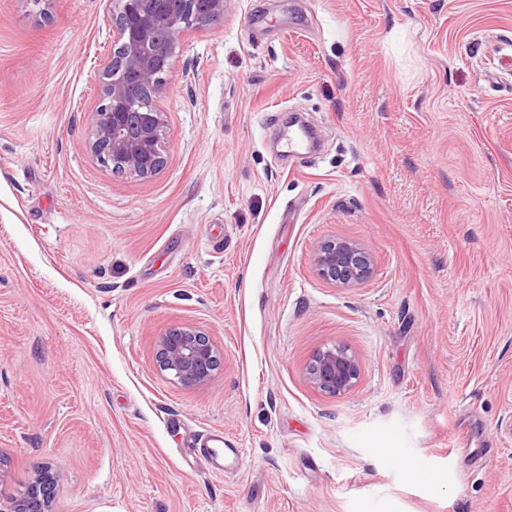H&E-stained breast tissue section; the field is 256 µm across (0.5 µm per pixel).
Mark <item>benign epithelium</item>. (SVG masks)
<instances>
[{
  "mask_svg": "<svg viewBox=\"0 0 512 512\" xmlns=\"http://www.w3.org/2000/svg\"><path fill=\"white\" fill-rule=\"evenodd\" d=\"M112 41L100 59V104L90 115L87 149L114 174L150 178L167 163L166 113L154 98L175 66L178 41L188 31L221 22L230 0H103ZM319 276L341 287L361 284L372 273L373 257L354 240L329 238L313 253ZM160 371L184 386L208 382L220 364L209 334L184 323L158 335ZM357 358L342 345L316 352L307 368L315 387L334 395L350 392L360 378ZM47 462L33 467L26 491L0 498V512H49L59 485Z\"/></svg>",
  "mask_w": 512,
  "mask_h": 512,
  "instance_id": "1",
  "label": "benign epithelium"
}]
</instances>
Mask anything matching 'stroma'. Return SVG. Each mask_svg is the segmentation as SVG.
<instances>
[{
  "instance_id": "stroma-1",
  "label": "stroma",
  "mask_w": 512,
  "mask_h": 512,
  "mask_svg": "<svg viewBox=\"0 0 512 512\" xmlns=\"http://www.w3.org/2000/svg\"><path fill=\"white\" fill-rule=\"evenodd\" d=\"M108 44L103 0H0V496L47 462L51 512H512V0H232L149 179L86 152ZM333 237L363 284L317 274ZM183 323L193 388L156 362ZM334 344L341 396L306 376ZM319 276L341 287L361 284L372 273L373 257L354 240L329 238L321 241L313 253ZM156 360L160 371L184 387L208 382L220 364L209 334L189 323L169 327L158 335ZM360 373L357 358L339 344L316 352L307 368L311 384L334 395L350 392L356 386ZM191 440V447L189 448L193 449L188 455H195L196 448H199L206 468L213 473H224V456L226 453H231L235 458L239 456V448H230L229 441L224 438L222 432H211L200 437H193Z\"/></svg>"
}]
</instances>
